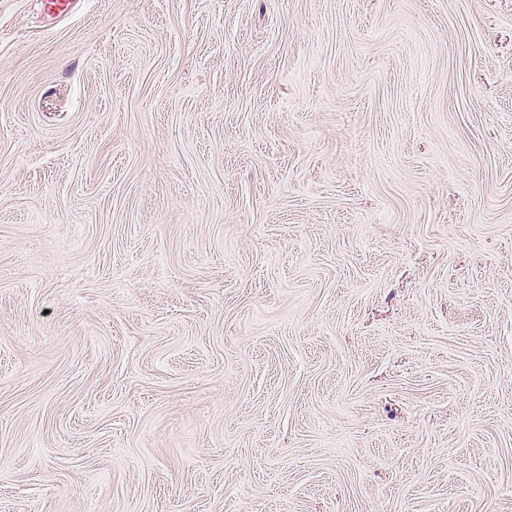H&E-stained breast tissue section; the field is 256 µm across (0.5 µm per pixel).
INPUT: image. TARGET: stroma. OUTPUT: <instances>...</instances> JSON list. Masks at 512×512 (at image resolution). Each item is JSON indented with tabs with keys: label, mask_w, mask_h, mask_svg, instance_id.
<instances>
[{
	"label": "stroma",
	"mask_w": 512,
	"mask_h": 512,
	"mask_svg": "<svg viewBox=\"0 0 512 512\" xmlns=\"http://www.w3.org/2000/svg\"><path fill=\"white\" fill-rule=\"evenodd\" d=\"M0 512H512V0H0Z\"/></svg>",
	"instance_id": "35a3bbf8"
}]
</instances>
